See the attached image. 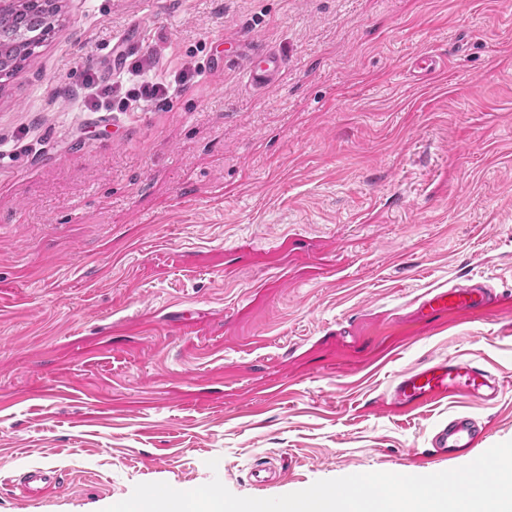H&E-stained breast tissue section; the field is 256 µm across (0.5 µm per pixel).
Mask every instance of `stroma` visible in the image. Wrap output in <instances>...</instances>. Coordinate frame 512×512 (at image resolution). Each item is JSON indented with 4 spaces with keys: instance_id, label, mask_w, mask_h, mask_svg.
Returning a JSON list of instances; mask_svg holds the SVG:
<instances>
[{
    "instance_id": "1",
    "label": "stroma",
    "mask_w": 512,
    "mask_h": 512,
    "mask_svg": "<svg viewBox=\"0 0 512 512\" xmlns=\"http://www.w3.org/2000/svg\"><path fill=\"white\" fill-rule=\"evenodd\" d=\"M131 31L146 73L207 80L82 107ZM263 52L283 65L258 88ZM472 278L495 308L417 320L428 289ZM448 358L506 384L470 403L486 432L452 459L431 440L457 398L391 402ZM509 440L512 0H63L0 91V512L215 478L270 498ZM42 465L59 485L24 495Z\"/></svg>"
}]
</instances>
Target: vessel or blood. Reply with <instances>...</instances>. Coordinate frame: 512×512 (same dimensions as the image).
<instances>
[{
  "mask_svg": "<svg viewBox=\"0 0 512 512\" xmlns=\"http://www.w3.org/2000/svg\"><path fill=\"white\" fill-rule=\"evenodd\" d=\"M282 66L273 54L254 57L248 67L252 83L268 85ZM499 301L495 289L478 281L467 286L428 289L418 316L425 320L455 318L490 309ZM503 384L481 367L467 362L444 360L419 366L399 376L392 395L400 407L414 410L452 395L472 401L490 402L501 394ZM484 434L483 427L470 414L458 413L440 426L432 443L441 455L453 458L475 447Z\"/></svg>",
  "mask_w": 512,
  "mask_h": 512,
  "instance_id": "vessel-or-blood-1",
  "label": "vessel or blood"
}]
</instances>
